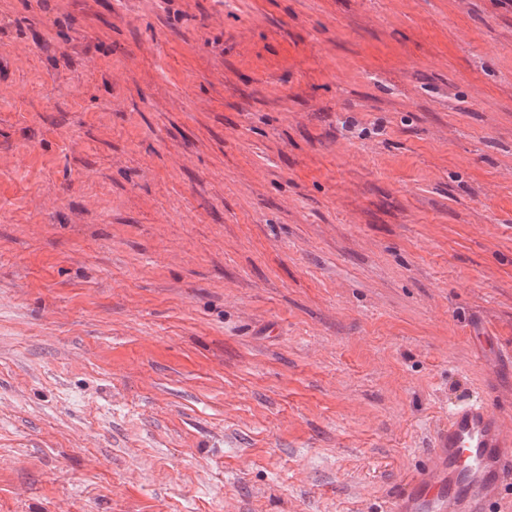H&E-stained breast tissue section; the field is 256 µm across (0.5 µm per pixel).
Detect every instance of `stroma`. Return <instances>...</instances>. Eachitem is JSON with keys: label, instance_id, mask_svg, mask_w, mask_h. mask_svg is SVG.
Masks as SVG:
<instances>
[{"label": "stroma", "instance_id": "1", "mask_svg": "<svg viewBox=\"0 0 512 512\" xmlns=\"http://www.w3.org/2000/svg\"><path fill=\"white\" fill-rule=\"evenodd\" d=\"M512 439V0H0V512H390ZM426 472L396 497L392 512H488L512 480V440L486 398L448 409Z\"/></svg>", "mask_w": 512, "mask_h": 512}]
</instances>
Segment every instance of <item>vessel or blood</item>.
I'll return each mask as SVG.
<instances>
[{"label": "vessel or blood", "instance_id": "obj_1", "mask_svg": "<svg viewBox=\"0 0 512 512\" xmlns=\"http://www.w3.org/2000/svg\"><path fill=\"white\" fill-rule=\"evenodd\" d=\"M512 480V441L484 396L448 410L424 473L397 496L392 512H488Z\"/></svg>", "mask_w": 512, "mask_h": 512}]
</instances>
